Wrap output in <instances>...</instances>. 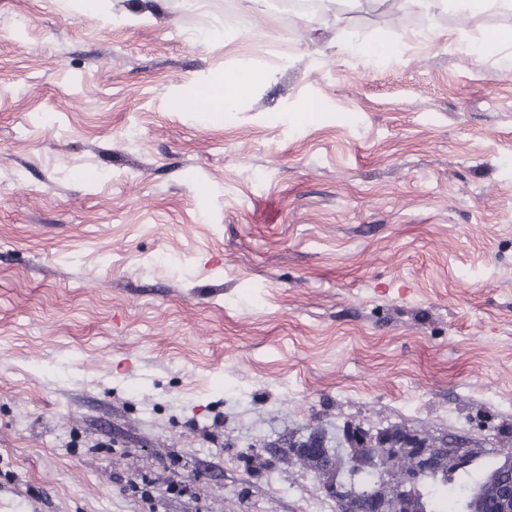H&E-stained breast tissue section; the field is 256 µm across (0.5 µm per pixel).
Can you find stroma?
Segmentation results:
<instances>
[{
	"label": "stroma",
	"mask_w": 512,
	"mask_h": 512,
	"mask_svg": "<svg viewBox=\"0 0 512 512\" xmlns=\"http://www.w3.org/2000/svg\"><path fill=\"white\" fill-rule=\"evenodd\" d=\"M234 7L0 0V512H314L264 445L512 429V13ZM253 83L252 73L250 71H237L226 73L224 75V94L223 79L221 87L213 90L202 97L205 108L202 112H222L224 107L233 104L237 98L246 95L251 89Z\"/></svg>",
	"instance_id": "obj_1"
}]
</instances>
